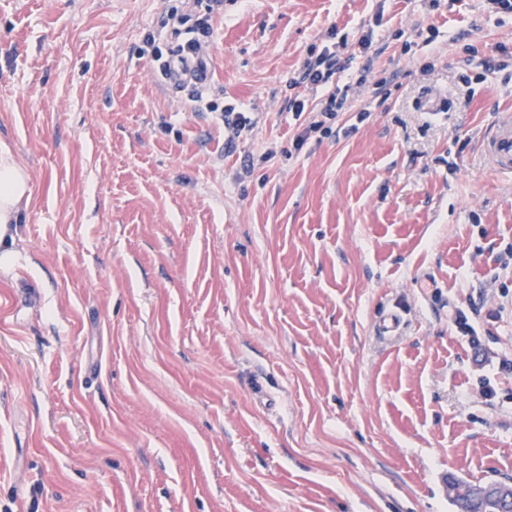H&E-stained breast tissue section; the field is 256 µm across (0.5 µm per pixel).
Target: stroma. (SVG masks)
Masks as SVG:
<instances>
[{
	"label": "stroma",
	"instance_id": "stroma-1",
	"mask_svg": "<svg viewBox=\"0 0 512 512\" xmlns=\"http://www.w3.org/2000/svg\"><path fill=\"white\" fill-rule=\"evenodd\" d=\"M177 3L0 0V146L32 185L0 512H456L450 478H512V175L480 146L512 58L466 53L512 48V13L223 0L194 112L147 43ZM327 49L342 107L299 147ZM230 108L256 118L232 140ZM344 70L345 66L336 59V53L327 49L322 53L316 64L306 65L302 82L317 91L318 88L327 85L333 75Z\"/></svg>",
	"mask_w": 512,
	"mask_h": 512
}]
</instances>
